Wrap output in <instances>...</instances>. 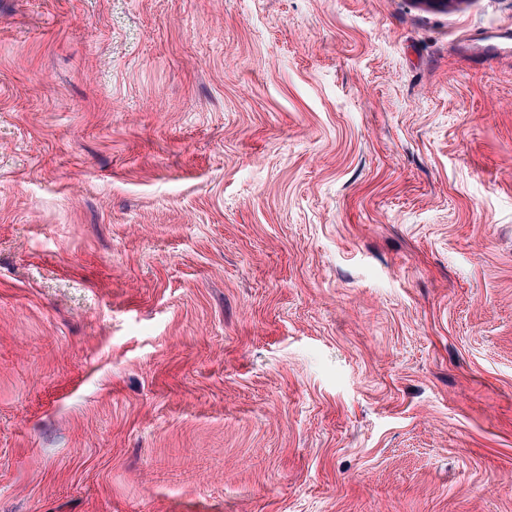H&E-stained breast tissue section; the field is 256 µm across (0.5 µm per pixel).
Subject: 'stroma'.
Wrapping results in <instances>:
<instances>
[{"label": "stroma", "instance_id": "1", "mask_svg": "<svg viewBox=\"0 0 512 512\" xmlns=\"http://www.w3.org/2000/svg\"><path fill=\"white\" fill-rule=\"evenodd\" d=\"M512 0H0V512H512Z\"/></svg>", "mask_w": 512, "mask_h": 512}]
</instances>
